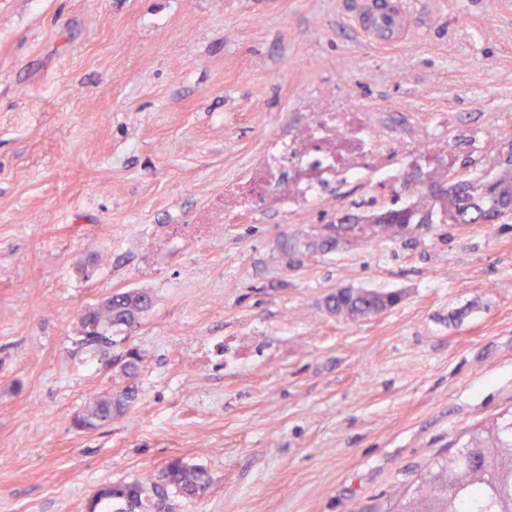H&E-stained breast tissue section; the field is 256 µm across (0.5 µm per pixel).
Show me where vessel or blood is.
<instances>
[{"label":"vessel or blood","instance_id":"vessel-or-blood-1","mask_svg":"<svg viewBox=\"0 0 512 512\" xmlns=\"http://www.w3.org/2000/svg\"><path fill=\"white\" fill-rule=\"evenodd\" d=\"M354 26L366 40L380 45L403 44L412 34L409 0H356Z\"/></svg>","mask_w":512,"mask_h":512}]
</instances>
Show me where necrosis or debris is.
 <instances>
[{"mask_svg": "<svg viewBox=\"0 0 512 512\" xmlns=\"http://www.w3.org/2000/svg\"><path fill=\"white\" fill-rule=\"evenodd\" d=\"M512 132V114L485 112L472 121L453 112L402 116L326 92L285 113L243 172L224 184V216L261 211L272 219L312 210L339 187L395 189L406 176L449 174L460 158L472 176L490 174L498 135Z\"/></svg>", "mask_w": 512, "mask_h": 512, "instance_id": "necrosis-or-debris-1", "label": "necrosis or debris"}]
</instances>
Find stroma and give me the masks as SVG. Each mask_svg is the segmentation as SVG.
<instances>
[{"instance_id":"35a3bbf8","label":"stroma","mask_w":512,"mask_h":512,"mask_svg":"<svg viewBox=\"0 0 512 512\" xmlns=\"http://www.w3.org/2000/svg\"><path fill=\"white\" fill-rule=\"evenodd\" d=\"M412 7L384 48L351 0H0V512H84L174 457L210 475L176 512H386L512 407V216L296 256L335 201L224 218L225 179L315 90L512 113V0ZM340 288L403 299L352 320ZM129 289L154 295L141 399L77 431L112 388L78 316Z\"/></svg>"}]
</instances>
